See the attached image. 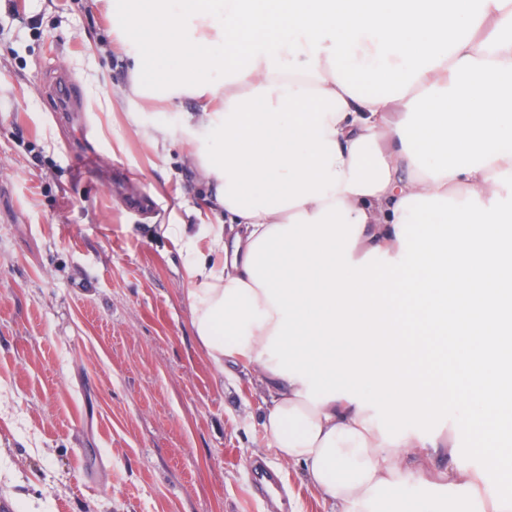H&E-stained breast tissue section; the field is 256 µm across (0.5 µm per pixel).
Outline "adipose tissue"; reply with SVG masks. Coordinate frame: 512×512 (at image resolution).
<instances>
[{
    "instance_id": "obj_1",
    "label": "adipose tissue",
    "mask_w": 512,
    "mask_h": 512,
    "mask_svg": "<svg viewBox=\"0 0 512 512\" xmlns=\"http://www.w3.org/2000/svg\"><path fill=\"white\" fill-rule=\"evenodd\" d=\"M128 93L199 111L219 224L176 240L197 348L333 512H403L430 455L512 409V0H125ZM342 337L343 356H323ZM456 338L466 388L439 382ZM447 406L448 428L408 431Z\"/></svg>"
}]
</instances>
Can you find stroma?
<instances>
[{"label":"stroma","instance_id":"1","mask_svg":"<svg viewBox=\"0 0 512 512\" xmlns=\"http://www.w3.org/2000/svg\"><path fill=\"white\" fill-rule=\"evenodd\" d=\"M137 52L107 0H0V512H331L268 452L256 374H221L193 341L158 227L197 223L207 186L130 118L175 129L198 104L129 96ZM61 74L78 115L53 108ZM499 428L489 452L474 430L429 462L499 470L476 512L512 498Z\"/></svg>","mask_w":512,"mask_h":512}]
</instances>
